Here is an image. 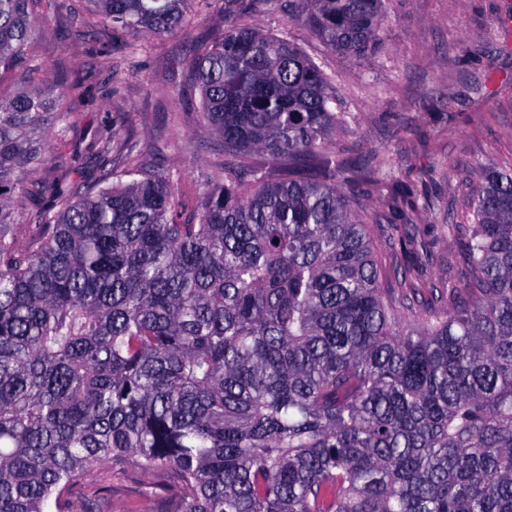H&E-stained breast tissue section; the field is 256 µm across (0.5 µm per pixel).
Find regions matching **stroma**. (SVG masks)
Masks as SVG:
<instances>
[{
  "label": "stroma",
  "mask_w": 512,
  "mask_h": 512,
  "mask_svg": "<svg viewBox=\"0 0 512 512\" xmlns=\"http://www.w3.org/2000/svg\"><path fill=\"white\" fill-rule=\"evenodd\" d=\"M288 0H268L257 10L236 4L199 6L176 35L134 36L126 50L101 58V42L76 37L72 16L95 20L90 0H65L48 17L46 34L34 37L27 54L55 83L81 81L78 97H63L62 108L79 121L67 139L56 140V159L43 168L46 181L78 180L75 152L113 122L138 144L153 164L181 171V188L195 200L201 172L224 167V147L199 113V89L192 61L221 38L227 19L291 40L331 77L338 109L351 113L346 131L330 149L335 157L365 167L381 158L392 175L374 174L354 209L386 224H411L417 243L402 252L425 284L454 283L462 265L463 242L446 227L470 220L472 198L481 188L476 170L512 163V0H389V20L377 53L356 64L330 51L308 28L289 23ZM180 66V83L170 72ZM118 94H110L111 82ZM431 200L434 211L422 208ZM167 489L173 472L144 475L133 465L102 466L79 488L76 512L107 488L102 512H160L161 501L145 496L146 485Z\"/></svg>",
  "instance_id": "obj_1"
}]
</instances>
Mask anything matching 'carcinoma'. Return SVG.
Instances as JSON below:
<instances>
[{
  "label": "carcinoma",
  "instance_id": "1",
  "mask_svg": "<svg viewBox=\"0 0 512 512\" xmlns=\"http://www.w3.org/2000/svg\"><path fill=\"white\" fill-rule=\"evenodd\" d=\"M124 37L177 33L194 0H91ZM60 0H0V512H73L108 462L172 471L162 512H512V168L480 172L453 288H423L349 194L375 169L325 155L352 120L284 34L235 22L194 60L200 116L232 157L114 172L115 126L75 156L99 175L43 196L49 136L75 127L24 46ZM361 64L388 0H288ZM51 204L49 196L43 197L40 201H24L18 210V222L21 225L20 237L28 239L31 234L32 227L37 220L38 212L47 208Z\"/></svg>",
  "mask_w": 512,
  "mask_h": 512
}]
</instances>
